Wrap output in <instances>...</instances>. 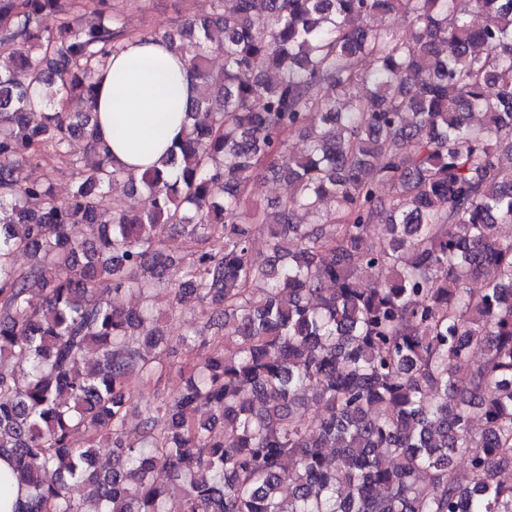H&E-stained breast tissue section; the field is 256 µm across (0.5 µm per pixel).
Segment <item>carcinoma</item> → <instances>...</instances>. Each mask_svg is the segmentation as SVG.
<instances>
[{"mask_svg": "<svg viewBox=\"0 0 512 512\" xmlns=\"http://www.w3.org/2000/svg\"><path fill=\"white\" fill-rule=\"evenodd\" d=\"M210 2L150 33L200 92L182 141L134 176L92 112L97 68L129 37L107 0H0V459L29 491L15 512H167L158 470L180 512H512V0ZM52 157L76 170L64 200L35 175ZM259 172L288 183L270 210L246 203ZM173 227L186 262L165 250ZM161 289L172 308L196 296L213 336L168 335ZM126 291L140 304L114 307ZM175 345L182 388L129 432V378L159 386Z\"/></svg>", "mask_w": 512, "mask_h": 512, "instance_id": "1", "label": "carcinoma"}]
</instances>
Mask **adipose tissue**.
Wrapping results in <instances>:
<instances>
[{
  "label": "adipose tissue",
  "mask_w": 512,
  "mask_h": 512,
  "mask_svg": "<svg viewBox=\"0 0 512 512\" xmlns=\"http://www.w3.org/2000/svg\"><path fill=\"white\" fill-rule=\"evenodd\" d=\"M93 104L113 159L133 173L158 161L182 137L197 83L183 57L151 37L135 36L109 53Z\"/></svg>",
  "instance_id": "adipose-tissue-1"
}]
</instances>
